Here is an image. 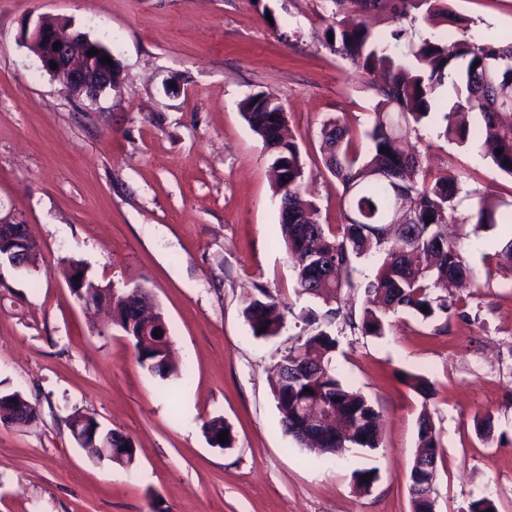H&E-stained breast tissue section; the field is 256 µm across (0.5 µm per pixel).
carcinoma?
<instances>
[{"mask_svg": "<svg viewBox=\"0 0 512 512\" xmlns=\"http://www.w3.org/2000/svg\"><path fill=\"white\" fill-rule=\"evenodd\" d=\"M327 2L335 9L322 32L323 44L360 73L381 78V83L369 85L375 103L366 152L358 150L356 135L340 119L330 118L320 129L325 167L342 186L345 223L334 228L319 223L313 202L302 200L309 192L308 177L299 146L286 136L287 114L279 98L253 93L240 102V111L278 171L275 194L299 292L326 305L336 304L326 311L332 318L341 315L363 334L381 336L389 311H409L424 320L455 312L457 303L439 288L477 276L460 244L443 232L460 194L477 198L476 208L461 225V238L476 236L495 224H512V201L468 190L459 176L448 172L421 178L419 157L403 147L405 137L430 116L432 104L449 89L452 94L440 136L461 145L468 142L474 136L470 117L479 115L481 146L493 165L512 177V36L448 42L423 35L453 19L450 0ZM397 196L408 203L409 222L398 225L391 239L388 220ZM373 250L384 257L374 278L364 285L366 303L356 323L351 313H342L340 304L345 292L359 287L353 276L355 262ZM69 269L78 277L71 289L76 299L85 293L112 299V323L130 340L137 363L163 379L174 374L163 314L149 323L130 322L128 301L143 287L125 288L113 297L110 286L89 277L82 262L69 261ZM497 270L512 276V238L497 252ZM243 316L258 339L279 335L286 324L281 302L263 288L243 309ZM303 321L311 332L298 338L276 364L273 392L283 430L302 444L308 437L305 424L315 418L322 436L317 448L334 459L349 448L380 447L377 410L361 393L344 386L331 368L338 334L327 324H317L311 313ZM156 329L159 339L154 336ZM6 400L28 403L20 391L0 389V422L27 424L28 420L11 414ZM338 422L356 427L353 436L341 439L336 434ZM69 424L83 433L98 431L100 440L118 434L77 410ZM203 430L211 446L234 447L231 426L223 418L204 422ZM224 431L228 441L222 443L219 434ZM417 453L432 457L440 453V438L425 412L418 419Z\"/></svg>", "mask_w": 512, "mask_h": 512, "instance_id": "carcinoma-1", "label": "carcinoma"}]
</instances>
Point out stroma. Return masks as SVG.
I'll return each instance as SVG.
<instances>
[{
    "mask_svg": "<svg viewBox=\"0 0 512 512\" xmlns=\"http://www.w3.org/2000/svg\"><path fill=\"white\" fill-rule=\"evenodd\" d=\"M450 7L467 27L440 26L441 38L512 34V0ZM41 17L106 45L122 66L117 87L89 101L44 72L22 39ZM325 24L323 0H0V210H21L41 247L36 271L0 268V387L40 410L25 426L0 423V512H411L424 410L442 443L435 512H468L484 497L512 512V278L493 269L512 224L464 241L470 265L491 278L467 285L463 313L400 311L383 335L341 333L332 368L379 412L380 448L331 461L280 426L275 365L302 334L301 314L326 307L297 291L271 157L239 104L255 92L279 98L319 223H343L320 129L337 117L364 132L374 96L321 44ZM411 142L432 172L512 196V177L479 147L439 137L436 122ZM68 259L102 283L152 293L186 384L166 390L106 313H86L67 287ZM260 288L286 312L270 339L254 338L243 317ZM408 375L428 380L430 398ZM77 410L130 438L131 467L76 443ZM215 416L231 425L233 448L206 439ZM364 468L376 479L361 494L352 473Z\"/></svg>",
    "mask_w": 512,
    "mask_h": 512,
    "instance_id": "1",
    "label": "stroma"
}]
</instances>
